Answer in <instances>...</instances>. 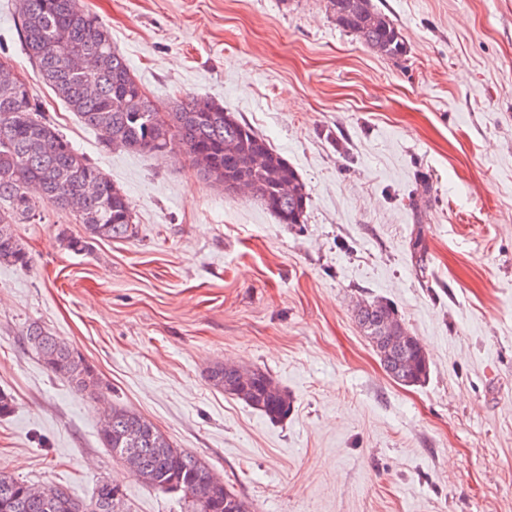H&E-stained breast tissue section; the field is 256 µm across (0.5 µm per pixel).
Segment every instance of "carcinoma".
Instances as JSON below:
<instances>
[{"mask_svg":"<svg viewBox=\"0 0 512 512\" xmlns=\"http://www.w3.org/2000/svg\"><path fill=\"white\" fill-rule=\"evenodd\" d=\"M327 8L336 26L366 47L389 58L406 55L400 28L372 0H327ZM18 22L26 55L44 83L105 146L153 153L178 148L199 177L225 194H233L229 185L243 183L278 223H305L306 183L266 138L206 96L159 106L112 46L111 34L79 0H19ZM45 206L83 224L82 235L61 234L65 249L75 254L88 251L95 240L126 239L136 232L121 188L44 118L25 79L0 61V263L30 268L32 258L14 225L39 219ZM355 320L392 379L403 385L426 380V351L392 304L363 299L355 305ZM25 336L49 373L80 392L100 393L94 370L68 342L38 325L29 326ZM208 378L272 421L287 418L293 408L292 397L265 370L217 363ZM99 439L112 456L132 459L145 483L182 494L187 512H249L245 500L204 461L175 447L133 410L104 409ZM0 512H123V493L102 478L84 501L59 486H34L0 471Z\"/></svg>","mask_w":512,"mask_h":512,"instance_id":"carcinoma-1","label":"carcinoma"}]
</instances>
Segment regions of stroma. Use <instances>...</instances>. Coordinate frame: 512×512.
<instances>
[{
  "label": "stroma",
  "mask_w": 512,
  "mask_h": 512,
  "mask_svg": "<svg viewBox=\"0 0 512 512\" xmlns=\"http://www.w3.org/2000/svg\"><path fill=\"white\" fill-rule=\"evenodd\" d=\"M409 51L378 55L325 0H80L160 106L212 97L306 182L304 223L225 195L173 154L112 149L44 84L17 0L0 57L45 118L124 189L134 236L74 254L44 207L0 263V470L125 512H185L99 441L103 403L150 419L252 512H512V0H374ZM422 238L425 253L410 244ZM391 302L429 357L403 385L353 313ZM94 368L95 399L52 376L29 324ZM231 361L293 397L274 422L210 385Z\"/></svg>",
  "instance_id": "1"
}]
</instances>
